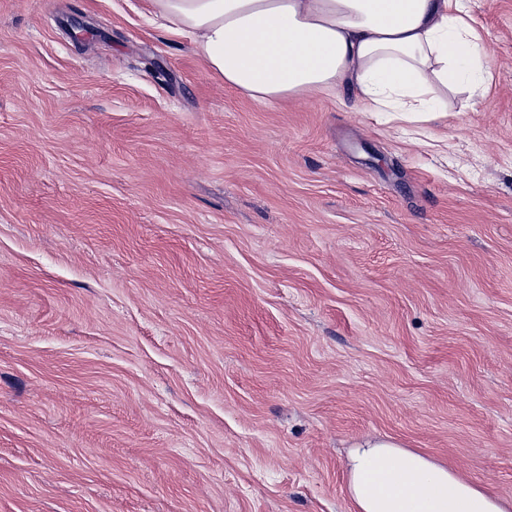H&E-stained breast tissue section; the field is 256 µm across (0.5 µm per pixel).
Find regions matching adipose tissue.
<instances>
[{"instance_id": "adipose-tissue-1", "label": "adipose tissue", "mask_w": 512, "mask_h": 512, "mask_svg": "<svg viewBox=\"0 0 512 512\" xmlns=\"http://www.w3.org/2000/svg\"><path fill=\"white\" fill-rule=\"evenodd\" d=\"M149 5L214 78L264 105L344 89L363 111L428 120L447 112L449 95L484 84L490 67L462 0ZM346 491L355 512H512V499L388 439L349 450Z\"/></svg>"}]
</instances>
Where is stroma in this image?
<instances>
[{
	"label": "stroma",
	"instance_id": "stroma-1",
	"mask_svg": "<svg viewBox=\"0 0 512 512\" xmlns=\"http://www.w3.org/2000/svg\"><path fill=\"white\" fill-rule=\"evenodd\" d=\"M465 6L486 89L409 122L0 0V512H354L368 437L512 498V0Z\"/></svg>",
	"mask_w": 512,
	"mask_h": 512
}]
</instances>
